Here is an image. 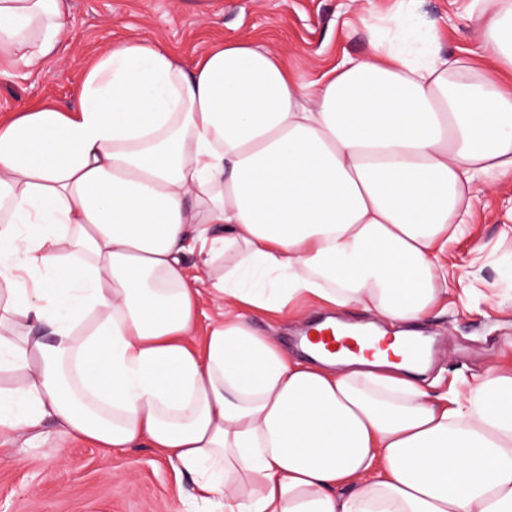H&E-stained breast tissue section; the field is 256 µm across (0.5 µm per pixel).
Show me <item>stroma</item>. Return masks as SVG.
Listing matches in <instances>:
<instances>
[{"mask_svg":"<svg viewBox=\"0 0 512 512\" xmlns=\"http://www.w3.org/2000/svg\"><path fill=\"white\" fill-rule=\"evenodd\" d=\"M399 0H370L368 13L351 0H69L68 48L49 62L4 60L0 116L19 107L75 106L89 66L128 36L163 43L184 63L207 45L249 38L282 49L295 73L318 80L344 58L370 49L367 24L391 18ZM486 15L472 0H418L412 22L437 28L435 48L461 57L478 50ZM448 291L421 323L437 339L421 384L452 391L463 381L512 365V175L492 178L475 192L467 224L448 244ZM321 312L316 301L298 313L253 314L252 323L291 357L295 336ZM0 512H209L193 496L190 476L148 443L106 450L66 438L45 421L37 438L0 440Z\"/></svg>","mask_w":512,"mask_h":512,"instance_id":"stroma-1","label":"stroma"}]
</instances>
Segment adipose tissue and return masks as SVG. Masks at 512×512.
<instances>
[{
	"label": "adipose tissue",
	"instance_id": "obj_1",
	"mask_svg": "<svg viewBox=\"0 0 512 512\" xmlns=\"http://www.w3.org/2000/svg\"><path fill=\"white\" fill-rule=\"evenodd\" d=\"M473 6L475 60L415 46L404 11L312 83L248 39L187 66L128 37L75 107L0 121V438L146 441L224 512H512V370L433 396L408 333L301 362L249 319L434 310L478 179L512 173V0ZM68 26L67 0H0V54L54 58ZM224 306V300L215 298L214 296L209 295L207 292H204L203 300L200 305V309L197 316V322L195 326V333L189 336L190 340L197 341L199 340L207 328L209 323L216 317L218 307Z\"/></svg>",
	"mask_w": 512,
	"mask_h": 512
}]
</instances>
